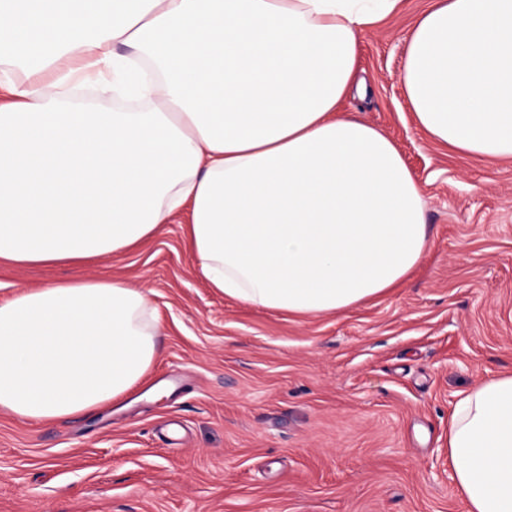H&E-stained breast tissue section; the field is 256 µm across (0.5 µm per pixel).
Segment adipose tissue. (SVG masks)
<instances>
[{
	"label": "adipose tissue",
	"instance_id": "ef3b65f1",
	"mask_svg": "<svg viewBox=\"0 0 512 512\" xmlns=\"http://www.w3.org/2000/svg\"><path fill=\"white\" fill-rule=\"evenodd\" d=\"M398 0H0V63L53 74L0 105V261L120 254L182 208L197 271L224 296L309 316L403 281L429 248L420 183L346 113L360 34ZM132 49L115 55V46ZM139 112L66 100L71 63ZM403 90L433 140L512 158V0H435L407 40ZM144 289L75 276L0 303V408L89 414L151 368ZM448 458L465 512H512V374L455 404Z\"/></svg>",
	"mask_w": 512,
	"mask_h": 512
}]
</instances>
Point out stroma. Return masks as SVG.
Wrapping results in <instances>:
<instances>
[{
  "label": "stroma",
  "mask_w": 512,
  "mask_h": 512,
  "mask_svg": "<svg viewBox=\"0 0 512 512\" xmlns=\"http://www.w3.org/2000/svg\"><path fill=\"white\" fill-rule=\"evenodd\" d=\"M401 0L361 40L366 97L341 109L383 130L421 184L430 246L396 288L297 316L211 288L182 209L138 247L84 264L144 289L159 354L122 399L41 423L0 409V512H465L448 417L512 373V160L448 151L414 122ZM0 265V302L71 277Z\"/></svg>",
  "instance_id": "1"
}]
</instances>
